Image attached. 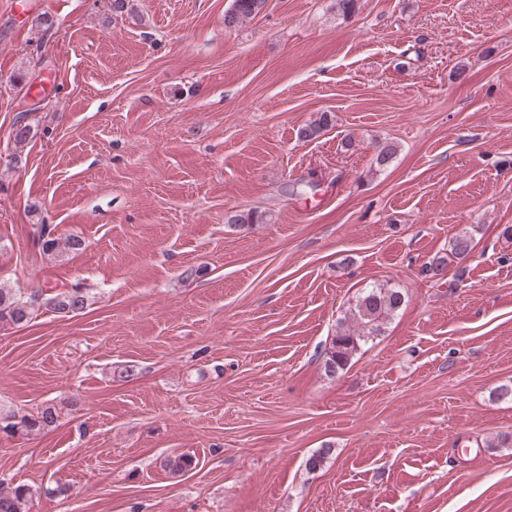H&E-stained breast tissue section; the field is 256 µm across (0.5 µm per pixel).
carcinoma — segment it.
<instances>
[{"label":"carcinoma","instance_id":"1","mask_svg":"<svg viewBox=\"0 0 512 512\" xmlns=\"http://www.w3.org/2000/svg\"><path fill=\"white\" fill-rule=\"evenodd\" d=\"M264 4L265 0H232L231 7L224 14V26H239L244 20L256 16ZM330 121V114L322 112L318 118L302 128L300 136L306 140H314L329 126ZM265 221V214L253 210L227 216V223L231 225L263 224ZM37 232L39 244L45 255L60 257L82 246V242L77 238L62 239L54 236V228L49 224L38 225ZM473 249V241L467 234L458 235L453 242V254L460 261ZM404 298L405 295L399 288H370L363 292L355 307L351 309L350 317L340 325L325 352V374L334 378L343 372L361 345L370 337L381 334V327L401 308ZM87 306L86 287L80 282L71 284L64 292L35 294L26 301L17 298L8 289L0 288V321H9L15 325L30 322L37 309L42 307L68 316L82 312ZM57 419L56 409L48 406L35 416H9L6 424L0 429L31 434L54 425ZM31 497L32 491L26 485L0 488V512H26Z\"/></svg>","mask_w":512,"mask_h":512}]
</instances>
